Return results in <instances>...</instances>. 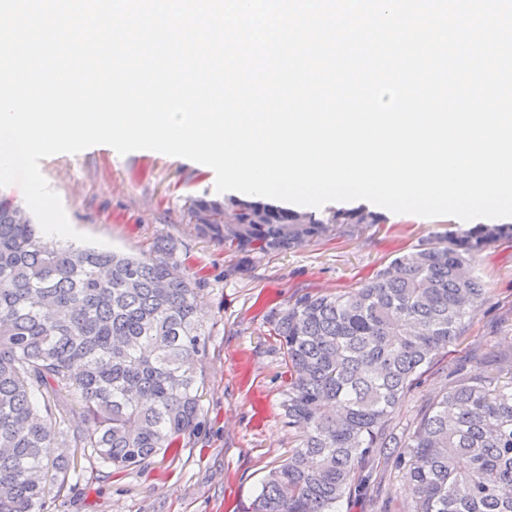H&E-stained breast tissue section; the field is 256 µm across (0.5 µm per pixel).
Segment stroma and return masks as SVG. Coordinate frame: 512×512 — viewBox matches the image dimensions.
Returning a JSON list of instances; mask_svg holds the SVG:
<instances>
[{
	"instance_id": "obj_1",
	"label": "stroma",
	"mask_w": 512,
	"mask_h": 512,
	"mask_svg": "<svg viewBox=\"0 0 512 512\" xmlns=\"http://www.w3.org/2000/svg\"><path fill=\"white\" fill-rule=\"evenodd\" d=\"M40 170L78 232L108 249L146 254L163 243L200 278V322L208 337L202 361V425L177 452L124 472L84 471L75 491L47 496L44 512H244L264 476L301 439L280 406L288 375L283 351L268 332L269 311L305 292H344L422 242L460 227L459 219L384 211V223L355 236L333 235L296 249L243 257L200 235L188 211L192 197L227 200L214 173L150 150L118 154L95 145L42 159ZM476 272L488 300L465 319L467 331L436 359L399 406L396 418H418L448 384L456 363L500 371L512 352V240L479 257ZM402 470L379 465L342 512H407Z\"/></svg>"
}]
</instances>
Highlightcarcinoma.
<instances>
[{"label": "carcinoma", "instance_id": "1", "mask_svg": "<svg viewBox=\"0 0 512 512\" xmlns=\"http://www.w3.org/2000/svg\"><path fill=\"white\" fill-rule=\"evenodd\" d=\"M198 232L248 256L383 223L364 208L316 216L257 200H189ZM511 224L450 231L393 258L360 287L305 292L266 316L288 373L283 407L296 448L247 512H340L383 459L404 470L408 512H512V376L461 364L399 433L401 401L466 332L490 289L480 255ZM201 282L170 252L134 257L51 245L0 192V512H43L74 488L68 437L90 468L131 470L201 428ZM79 412L84 425L66 427ZM64 425L53 433L45 419Z\"/></svg>", "mask_w": 512, "mask_h": 512}]
</instances>
